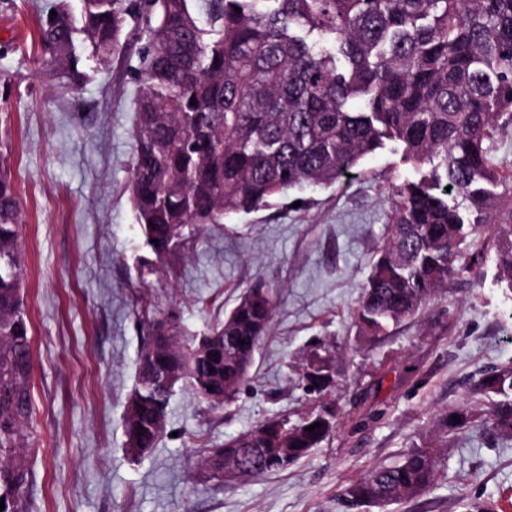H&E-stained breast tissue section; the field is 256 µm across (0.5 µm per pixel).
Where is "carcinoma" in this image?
<instances>
[{"label": "carcinoma", "instance_id": "carcinoma-1", "mask_svg": "<svg viewBox=\"0 0 512 512\" xmlns=\"http://www.w3.org/2000/svg\"><path fill=\"white\" fill-rule=\"evenodd\" d=\"M193 2L81 0L83 48L99 63L121 48L129 25L145 37L130 197L158 261L180 249L186 228L257 211L296 187L326 188L393 142L418 178L388 199L387 235L353 312L359 332L383 336L455 275L478 279L468 247L488 224L499 241V277L512 290V201L495 192L504 178L489 157L500 122L512 121V0ZM40 40L56 56L57 78L79 89L84 74L69 16H47ZM6 166L0 153V512H26L27 472L14 449L29 417L31 336L20 296L23 211ZM276 301L271 287L255 284L193 343L179 341L171 317L146 320L122 419L130 453L156 447L165 434L175 385L186 383L215 410L231 400ZM306 381L321 394L332 377L319 364ZM473 391L496 398L488 423L512 439V370L483 371ZM316 422L321 427L305 431ZM469 422L463 407L440 425ZM283 424L270 418L226 438L204 465L214 475L210 462L224 459L226 481L286 470L330 436L335 414L323 407ZM439 465L437 449L414 448L353 481L345 499L400 503L432 490Z\"/></svg>", "mask_w": 512, "mask_h": 512}]
</instances>
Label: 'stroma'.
<instances>
[{
	"instance_id": "stroma-1",
	"label": "stroma",
	"mask_w": 512,
	"mask_h": 512,
	"mask_svg": "<svg viewBox=\"0 0 512 512\" xmlns=\"http://www.w3.org/2000/svg\"><path fill=\"white\" fill-rule=\"evenodd\" d=\"M62 1L80 21V0H0V142L23 210L32 329L19 441L28 512H379L346 507L345 487L424 447L441 450L435 488L386 512H512V440L494 434L487 398L472 391L481 370L512 367V293L498 283L493 232L469 250L482 280L455 276L414 318L362 336L350 314L386 234L387 198L417 177L390 142L335 186L225 216L155 266L128 189L144 41L127 28L109 65L83 54L82 88L59 87L38 31ZM259 282L276 286L279 302L238 393L214 410L178 385L169 436L129 455L122 417L143 346L134 306L175 316L196 339ZM319 361L335 381L322 396L303 378ZM323 406L335 432L287 470L221 482L202 469L227 436ZM462 406L468 427L441 434L440 417Z\"/></svg>"
}]
</instances>
